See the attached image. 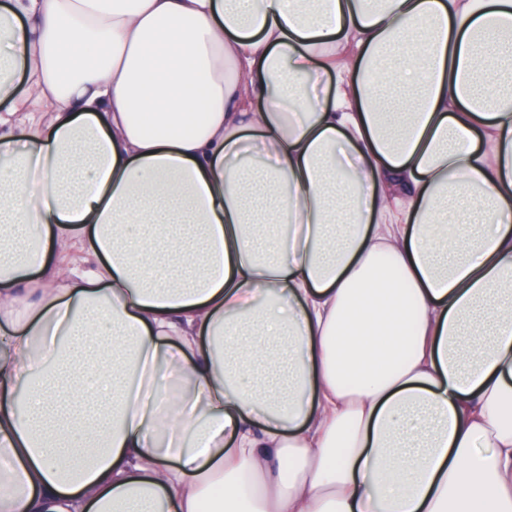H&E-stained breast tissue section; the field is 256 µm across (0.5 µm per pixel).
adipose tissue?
Here are the masks:
<instances>
[{
	"mask_svg": "<svg viewBox=\"0 0 512 512\" xmlns=\"http://www.w3.org/2000/svg\"><path fill=\"white\" fill-rule=\"evenodd\" d=\"M0 479L512 512V0L0 4Z\"/></svg>",
	"mask_w": 512,
	"mask_h": 512,
	"instance_id": "obj_1",
	"label": "adipose tissue"
}]
</instances>
